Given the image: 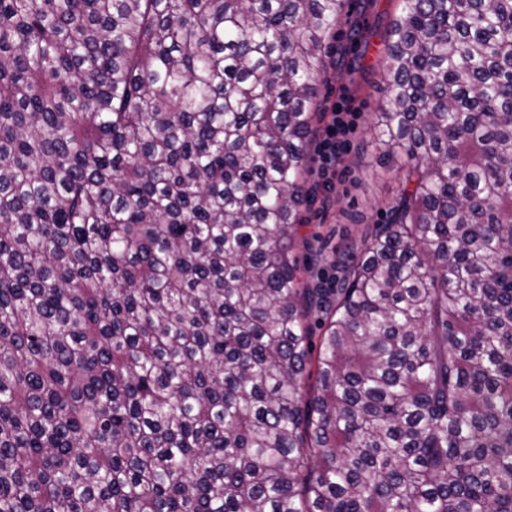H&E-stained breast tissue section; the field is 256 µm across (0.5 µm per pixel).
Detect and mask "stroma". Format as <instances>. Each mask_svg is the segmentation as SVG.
Returning <instances> with one entry per match:
<instances>
[{"instance_id":"35a3bbf8","label":"stroma","mask_w":512,"mask_h":512,"mask_svg":"<svg viewBox=\"0 0 512 512\" xmlns=\"http://www.w3.org/2000/svg\"><path fill=\"white\" fill-rule=\"evenodd\" d=\"M399 12V0H352L350 14L342 16L327 39L331 66L319 86V120L327 122L343 96L350 99L357 119L336 168L332 191L316 195L307 215L312 237L296 249L306 267L304 277L313 285H327L337 277L334 247L359 238L364 228L386 223L398 194L396 183L372 175L375 146L369 122L389 96L383 81L384 44Z\"/></svg>"}]
</instances>
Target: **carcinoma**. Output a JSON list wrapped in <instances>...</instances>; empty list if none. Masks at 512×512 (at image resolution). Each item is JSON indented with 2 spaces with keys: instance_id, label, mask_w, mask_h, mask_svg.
I'll return each mask as SVG.
<instances>
[{
  "instance_id": "1",
  "label": "carcinoma",
  "mask_w": 512,
  "mask_h": 512,
  "mask_svg": "<svg viewBox=\"0 0 512 512\" xmlns=\"http://www.w3.org/2000/svg\"><path fill=\"white\" fill-rule=\"evenodd\" d=\"M347 2L0 0V512H512V0H401L312 288ZM352 3L350 14L342 16L327 39L332 65L319 86L321 111L317 128L325 125L330 112L331 117L318 143L319 187L316 152L311 163L310 178L316 186V196L306 214L308 226L301 231L316 232L317 238L310 239L304 247L299 244L295 251L306 266L304 278L324 287L338 276L333 263L334 247L341 246L343 240L359 238L364 228L385 224L398 194L397 183L386 178L377 180L372 175L375 146L368 127L373 112H378L389 97L383 81L384 44L387 29L400 12V2ZM342 96L351 100L357 112L352 131L356 115L340 103L334 106ZM347 135L348 145L336 168ZM332 180L333 190L324 198L321 184L329 189Z\"/></svg>"
}]
</instances>
